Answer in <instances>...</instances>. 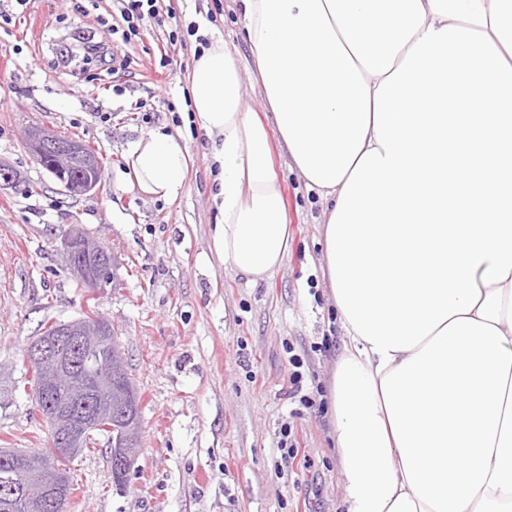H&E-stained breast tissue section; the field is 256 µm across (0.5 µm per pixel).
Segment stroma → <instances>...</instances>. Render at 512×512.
<instances>
[{
    "instance_id": "stroma-1",
    "label": "stroma",
    "mask_w": 512,
    "mask_h": 512,
    "mask_svg": "<svg viewBox=\"0 0 512 512\" xmlns=\"http://www.w3.org/2000/svg\"><path fill=\"white\" fill-rule=\"evenodd\" d=\"M86 5L32 0L20 23L0 31V162L24 181L0 185V448L48 447V425L27 388L26 350L45 327L94 311L111 322L142 395L140 448L118 487L110 439L97 435L70 465L75 491L66 512H344L329 398L344 336L320 265L323 204L271 142L288 255L256 284L225 269L211 249L217 211L208 139L183 121L197 44L170 43L179 23L224 40L249 86L246 108L264 110L239 7L171 0L175 19L148 22L131 43L113 42L131 64L105 82L106 64L84 62L79 52L81 38L110 40ZM164 52L174 62L159 76ZM116 85L123 94L113 93ZM140 100L151 105V120L136 110ZM103 112L109 120H100ZM32 125L101 154L100 188L67 195L25 149ZM156 132L186 139L184 186L172 201L126 185L130 148ZM75 226L116 258L113 280L93 292L77 287L61 249ZM293 354L308 407L293 395ZM285 426L299 450L291 462L278 449Z\"/></svg>"
}]
</instances>
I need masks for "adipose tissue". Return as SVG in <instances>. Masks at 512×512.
<instances>
[{"instance_id": "1", "label": "adipose tissue", "mask_w": 512, "mask_h": 512, "mask_svg": "<svg viewBox=\"0 0 512 512\" xmlns=\"http://www.w3.org/2000/svg\"><path fill=\"white\" fill-rule=\"evenodd\" d=\"M269 121L217 39L189 74L211 248L257 282L288 254L270 138L324 203L344 330L330 381L346 512H512V0H240ZM126 184L175 199L156 133Z\"/></svg>"}]
</instances>
